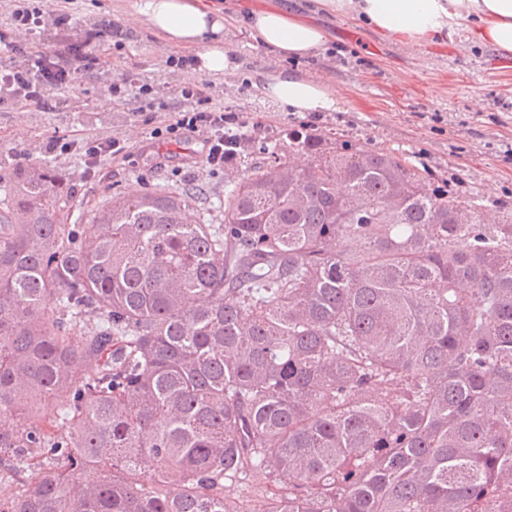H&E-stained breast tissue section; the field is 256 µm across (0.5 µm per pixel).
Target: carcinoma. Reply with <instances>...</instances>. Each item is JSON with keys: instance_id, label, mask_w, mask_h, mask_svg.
<instances>
[{"instance_id": "carcinoma-1", "label": "carcinoma", "mask_w": 512, "mask_h": 512, "mask_svg": "<svg viewBox=\"0 0 512 512\" xmlns=\"http://www.w3.org/2000/svg\"><path fill=\"white\" fill-rule=\"evenodd\" d=\"M256 151L222 224L195 185L87 224L53 167L0 186V512H235L252 472L258 512H512V208L320 133ZM267 486H269V482L263 473L251 474L245 483L238 485L231 492L238 512H254L258 495Z\"/></svg>"}]
</instances>
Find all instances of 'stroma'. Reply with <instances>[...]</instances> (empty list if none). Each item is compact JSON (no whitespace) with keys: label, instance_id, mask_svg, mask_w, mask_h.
Returning a JSON list of instances; mask_svg holds the SVG:
<instances>
[{"label":"stroma","instance_id":"stroma-1","mask_svg":"<svg viewBox=\"0 0 512 512\" xmlns=\"http://www.w3.org/2000/svg\"><path fill=\"white\" fill-rule=\"evenodd\" d=\"M134 0H0V30L10 28L16 6L42 11L37 41L50 54L65 52L85 32L99 34L103 63L82 74L53 111L35 105H0V163L16 168L33 162L61 170L68 178L74 206L69 221L86 223L92 210L118 194L192 184L205 197L197 204L202 220L221 222L224 185L235 170L215 171L207 164L201 140L176 143L152 139V126L171 123L169 111L144 115L139 99L114 101L111 83L127 71L140 74L154 95L188 108L181 96L186 68L178 52L150 32L127 31L115 46L112 31L122 28ZM72 21L59 23L60 13ZM330 36L326 52L297 61L267 54L245 30L224 29V45L237 65L233 78L205 79L216 105L237 113L241 165L250 167L254 148L285 139L289 129L331 133L368 149H394L424 166L437 183L453 193L473 191L512 205V57L494 50L463 49V34L453 41L408 47L378 36L347 17L316 15ZM295 68L328 83L340 109L317 115L283 110L261 90L264 75L279 67ZM75 131L94 140L117 138L125 153L89 168L81 150L52 151L57 132Z\"/></svg>","mask_w":512,"mask_h":512}]
</instances>
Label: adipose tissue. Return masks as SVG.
<instances>
[{"instance_id": "ef3b65f1", "label": "adipose tissue", "mask_w": 512, "mask_h": 512, "mask_svg": "<svg viewBox=\"0 0 512 512\" xmlns=\"http://www.w3.org/2000/svg\"><path fill=\"white\" fill-rule=\"evenodd\" d=\"M318 11L346 16L366 29L393 37L402 45L435 44L457 28L466 31L469 48H490L512 54V0H316ZM243 23L256 42L279 59L317 54L328 32L274 0L250 10L244 20L224 13L211 0H135L127 23L149 28L162 43L190 52L197 73L216 78L233 76L236 66L224 46V28ZM264 94L290 112H334L335 90L299 71L281 68L266 75Z\"/></svg>"}]
</instances>
